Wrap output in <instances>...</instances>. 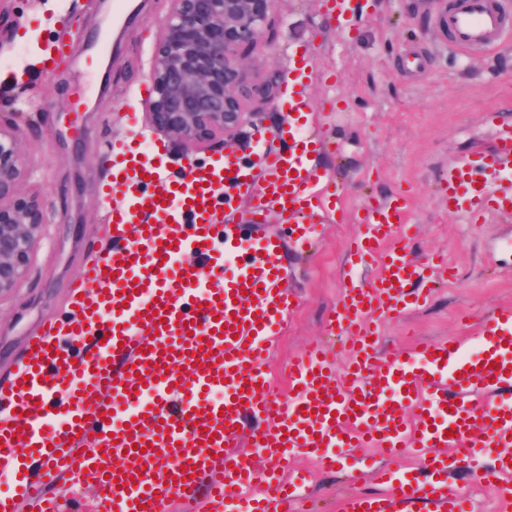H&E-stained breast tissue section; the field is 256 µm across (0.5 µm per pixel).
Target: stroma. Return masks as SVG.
I'll use <instances>...</instances> for the list:
<instances>
[{"label": "stroma", "instance_id": "obj_1", "mask_svg": "<svg viewBox=\"0 0 512 512\" xmlns=\"http://www.w3.org/2000/svg\"><path fill=\"white\" fill-rule=\"evenodd\" d=\"M129 21L110 25L111 0H0L9 40L0 47V124L15 130L30 158L25 195L44 196L42 239L19 286L0 297V383L22 365L29 341L51 319H65L72 282L108 243L105 224L114 204L104 194L114 140L157 139L149 115L151 65L170 11L169 0H128ZM349 32L329 19L322 0H275L261 49L248 55L259 79L286 85L293 51L315 58L309 96L315 132L345 141L343 153L315 160L342 183L345 206L398 193L411 199L416 227L410 254L436 252L453 264L417 311L381 322V351L399 354L411 339L440 341L468 335L462 323H480L494 308H512V223L489 219L462 224L437 193L448 165L494 147L485 122L494 112L512 123V43L461 58L438 29L433 0H353ZM82 111H70L75 94ZM253 116L236 137L235 157L248 165L257 143L277 149L283 114L253 97ZM135 113L128 127L125 113ZM360 230L344 221L321 225L313 249L285 245L286 284L297 297L285 332L272 346L275 394L288 389V365L307 342L332 348L346 335L328 327L342 296L346 243ZM285 468L309 473L304 495L316 512H340L343 495L375 492L373 483H349L345 469L320 470L309 458L289 457Z\"/></svg>", "mask_w": 512, "mask_h": 512}]
</instances>
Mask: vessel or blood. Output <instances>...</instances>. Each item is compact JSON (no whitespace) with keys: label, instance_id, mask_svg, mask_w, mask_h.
Masks as SVG:
<instances>
[{"label":"vessel or blood","instance_id":"1","mask_svg":"<svg viewBox=\"0 0 512 512\" xmlns=\"http://www.w3.org/2000/svg\"><path fill=\"white\" fill-rule=\"evenodd\" d=\"M464 54L489 52L512 37V0H454L437 18ZM295 79L279 129L287 150L259 148L251 166L224 158L163 175L159 141L112 145V247L73 282L75 315L52 320L31 340L21 369L0 385V512H61L48 487L92 477L98 512H169L173 499L201 512H276L298 484L281 461L296 452L335 466L351 449L374 445L381 461L351 469L373 475L377 497L352 495L342 512H472L451 475L479 469L512 507V310L477 331L481 350L459 339L420 341L407 355L382 354L381 317L425 303L419 280H435L446 259L417 263L405 240L410 200L397 194L362 207V231L349 247V276L332 330L348 334L345 373L330 350L309 345L291 362L289 396H273L263 365L284 328L293 293L284 287L282 241L258 224L276 213L298 250L318 225L341 213L343 197L313 164L340 142L309 131L312 106L303 78L313 64L293 56ZM492 152L449 166L440 192L466 223L512 218V125L489 113ZM251 205V233L222 220L219 189ZM261 418L248 435L272 465L258 469L237 451L243 416ZM433 449L427 472L400 470L406 449ZM41 463L32 471L29 463Z\"/></svg>","mask_w":512,"mask_h":512}]
</instances>
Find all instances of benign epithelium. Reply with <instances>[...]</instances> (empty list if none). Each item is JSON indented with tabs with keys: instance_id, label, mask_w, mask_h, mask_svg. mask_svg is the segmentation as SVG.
<instances>
[{
	"instance_id": "7a95c632",
	"label": "benign epithelium",
	"mask_w": 512,
	"mask_h": 512,
	"mask_svg": "<svg viewBox=\"0 0 512 512\" xmlns=\"http://www.w3.org/2000/svg\"><path fill=\"white\" fill-rule=\"evenodd\" d=\"M170 2L152 61L154 124L187 156L215 139L230 149L257 86L240 49L261 46L275 0ZM28 174L27 152L0 126V297L20 286L41 239L42 198L19 191Z\"/></svg>"
}]
</instances>
